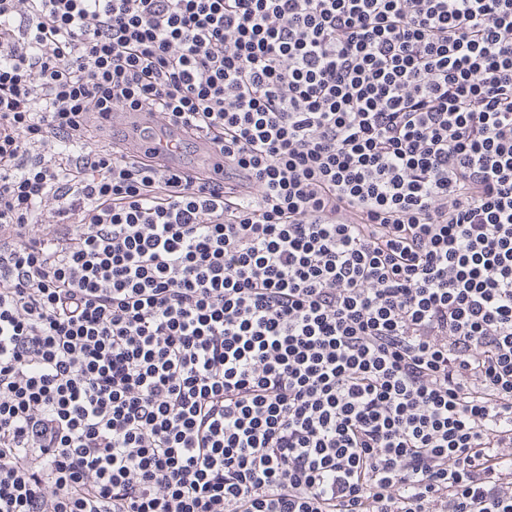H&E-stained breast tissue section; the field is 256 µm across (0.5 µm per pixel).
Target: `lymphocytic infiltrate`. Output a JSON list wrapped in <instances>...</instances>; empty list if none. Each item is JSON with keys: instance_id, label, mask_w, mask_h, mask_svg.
Here are the masks:
<instances>
[{"instance_id": "obj_1", "label": "lymphocytic infiltrate", "mask_w": 512, "mask_h": 512, "mask_svg": "<svg viewBox=\"0 0 512 512\" xmlns=\"http://www.w3.org/2000/svg\"><path fill=\"white\" fill-rule=\"evenodd\" d=\"M0 512H512V0H0ZM108 125L115 133L117 146L128 156L140 158L147 152L153 154L157 167L174 168L191 177L206 173L224 178V155L218 146L181 124H168L157 112L122 114L119 122L112 117ZM188 140L195 143L202 162L200 166L185 163L182 159L183 146ZM174 144L178 147L172 148Z\"/></svg>"}]
</instances>
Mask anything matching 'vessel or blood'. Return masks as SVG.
<instances>
[{
    "mask_svg": "<svg viewBox=\"0 0 512 512\" xmlns=\"http://www.w3.org/2000/svg\"><path fill=\"white\" fill-rule=\"evenodd\" d=\"M114 140L120 150L132 157L152 154L160 168H174L189 175L224 174V156L206 138L194 136L183 125L165 122L156 112H134L112 122Z\"/></svg>",
    "mask_w": 512,
    "mask_h": 512,
    "instance_id": "1",
    "label": "vessel or blood"
}]
</instances>
